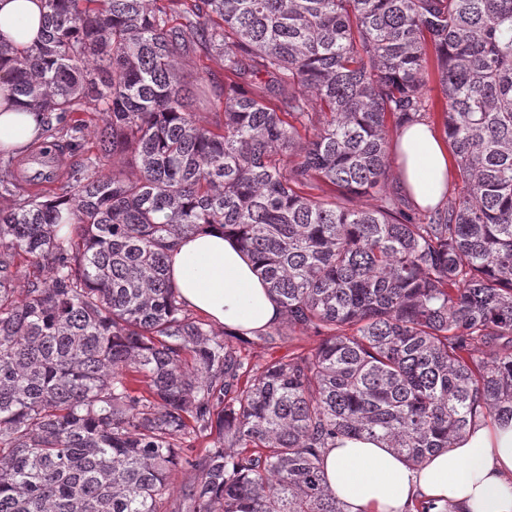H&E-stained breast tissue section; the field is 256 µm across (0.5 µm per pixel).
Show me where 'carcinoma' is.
Instances as JSON below:
<instances>
[{
  "instance_id": "cac0c4a2",
  "label": "carcinoma",
  "mask_w": 512,
  "mask_h": 512,
  "mask_svg": "<svg viewBox=\"0 0 512 512\" xmlns=\"http://www.w3.org/2000/svg\"><path fill=\"white\" fill-rule=\"evenodd\" d=\"M44 3L0 72L38 152L94 153L37 173L52 197L0 184V512H168L179 470L175 512H345L336 439L419 465L478 410L512 422V0ZM193 46L224 60L212 126L180 80ZM436 108L461 191L419 214L389 145ZM210 228L282 307L256 338L316 346L253 364L188 313L167 253Z\"/></svg>"
}]
</instances>
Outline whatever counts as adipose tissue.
I'll return each mask as SVG.
<instances>
[{
  "instance_id": "ef3b65f1",
  "label": "adipose tissue",
  "mask_w": 512,
  "mask_h": 512,
  "mask_svg": "<svg viewBox=\"0 0 512 512\" xmlns=\"http://www.w3.org/2000/svg\"><path fill=\"white\" fill-rule=\"evenodd\" d=\"M44 0H0V33L32 46ZM11 82L0 74V146L26 149L42 132V116L16 111ZM400 182L421 206L437 205L448 187V147L429 125L405 127L394 147ZM170 278L187 307L226 329L253 335L277 324L282 309L251 257L220 230L179 240L168 257ZM329 487L347 512H512V423L475 416L452 448L409 465L386 444L368 438L337 441L324 456Z\"/></svg>"
}]
</instances>
